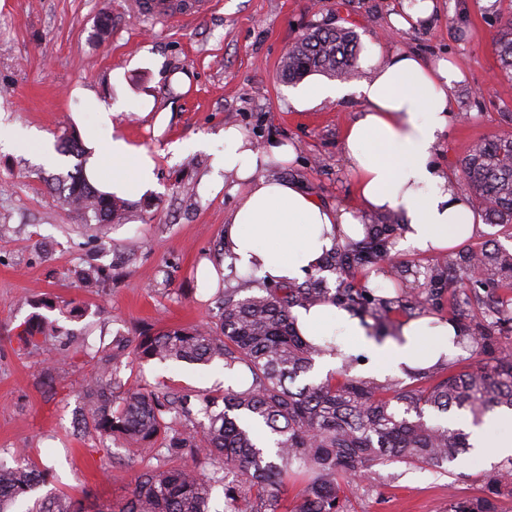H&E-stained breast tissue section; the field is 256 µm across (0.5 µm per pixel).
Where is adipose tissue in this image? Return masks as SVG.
I'll return each instance as SVG.
<instances>
[{"instance_id": "1", "label": "adipose tissue", "mask_w": 512, "mask_h": 512, "mask_svg": "<svg viewBox=\"0 0 512 512\" xmlns=\"http://www.w3.org/2000/svg\"><path fill=\"white\" fill-rule=\"evenodd\" d=\"M362 67L364 74L355 82L302 87L291 97L293 109L312 111L326 103L351 107L341 150L363 216L398 213L399 250L439 254L455 249L480 222L467 193L435 161L455 112L452 90L460 71L413 50L379 46ZM223 138L224 152L213 168L230 179L236 197L224 223V251L239 271L285 284L315 271L336 243L363 238V217L324 206L297 182L270 174V167L294 159L292 145H256L233 125L225 126ZM87 146L92 152L87 174L100 190L120 195L155 188V162L145 148L119 135L106 146L92 139ZM294 316L301 335L316 344L328 330L343 329L346 343L323 358L328 369L357 348L370 359L368 375L382 379L429 368L456 351L453 325L434 324L429 316L401 322L400 339L382 341L360 317L329 302L295 308Z\"/></svg>"}]
</instances>
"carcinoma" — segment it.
Listing matches in <instances>:
<instances>
[{"label":"carcinoma","instance_id":"carcinoma-1","mask_svg":"<svg viewBox=\"0 0 512 512\" xmlns=\"http://www.w3.org/2000/svg\"><path fill=\"white\" fill-rule=\"evenodd\" d=\"M494 49L501 70L512 78V12L500 18ZM359 37L351 27L324 23L312 28L288 50L282 76L298 83L312 74L347 80L355 72ZM60 152L82 158L85 150L76 132L59 140ZM459 182L479 195L489 224H512V135L475 143L460 163ZM56 190L71 208L103 231L123 220L128 203L95 189L83 173V163L57 179ZM398 216H377L366 229L373 234L395 231ZM392 239L377 237L339 244L325 254L318 271L337 275L338 288H327L322 277L300 283L267 285L251 275L217 295L218 320L213 325L148 330L119 336L98 351L81 380L79 430L106 453L111 446L135 445L137 456L166 461L149 465L130 480V497L116 508L95 512H209L214 488L224 491V512H278L289 482L301 485L290 512H339L340 502L370 467L388 462L444 468L473 448L470 433L443 421L425 419V408L440 413L466 410L474 424L496 409L512 411V309L498 295L474 296L472 311L493 318L468 336L472 350L499 356L475 370L446 373L433 369L414 373L417 384L401 387L349 374V363L323 379L307 374L315 358L329 345L301 336L293 309L331 301L346 308L361 307L373 319L372 328H396L394 300L380 297L359 281L381 269ZM137 245L129 243L119 264L105 266L95 255L74 270L79 285L95 292L112 282L117 266L136 260ZM456 265L492 291L512 292V253L504 247L459 256ZM424 291L411 303L424 315L438 305L444 291H457L456 275L431 264L415 271ZM35 312L17 338L27 354L40 353L50 340L70 336L60 319L74 321L86 308L46 293L24 299ZM179 361L207 365L224 361L234 378L246 370L251 384L236 383L213 394L190 395L163 384L151 385L123 372L134 362ZM203 415L197 431L183 421ZM232 480H227V477ZM512 476V458L485 477L483 495L450 504L448 512H496L494 498L503 480ZM45 480L44 470L24 450L14 464L0 460V512L29 498ZM27 512H89L83 503L60 492L33 501Z\"/></svg>","mask_w":512,"mask_h":512}]
</instances>
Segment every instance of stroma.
Instances as JSON below:
<instances>
[{
  "instance_id": "obj_1",
  "label": "stroma",
  "mask_w": 512,
  "mask_h": 512,
  "mask_svg": "<svg viewBox=\"0 0 512 512\" xmlns=\"http://www.w3.org/2000/svg\"><path fill=\"white\" fill-rule=\"evenodd\" d=\"M131 0H0V126L14 140L0 147V458L29 449L50 470L49 487L85 504L123 502L126 481L113 462L93 451L74 428L82 406L85 365L59 364L57 343L29 357L16 333L31 312L25 301L45 293L88 307L72 322L77 345L88 352L113 337L141 328L200 325L216 314V289L203 287L196 269L212 260L235 199L207 187L214 155L223 153L221 132L232 124L259 144L270 140L296 148V158L272 172L300 182L323 204L359 212L352 177L341 152L350 113L328 104L298 112L281 75L288 49L312 26L327 22L355 28L362 47L379 43L410 48L431 62L457 64L463 78L453 90L460 114L436 159L455 171L477 141L512 134V80L501 76L492 47L496 9L485 0H435L430 25L393 30L397 0H212L205 13L167 22L143 18ZM109 18L105 42L89 34ZM152 115L142 116L143 107ZM111 115V125L98 121ZM169 113L162 131L154 115ZM95 129L100 141L120 133L152 155L159 191L126 196L123 223L94 244L83 217L57 197V176L74 157L61 154L63 128ZM209 136V151L181 156L175 141ZM137 241L132 272L111 286L88 292L72 271L89 250L111 265L116 251ZM57 365L56 385L42 373ZM134 375L174 389L214 390L224 382L222 362L207 367L152 361ZM492 467L474 453L447 472L400 462L376 465L354 484L345 512H448L453 499L482 495Z\"/></svg>"
}]
</instances>
